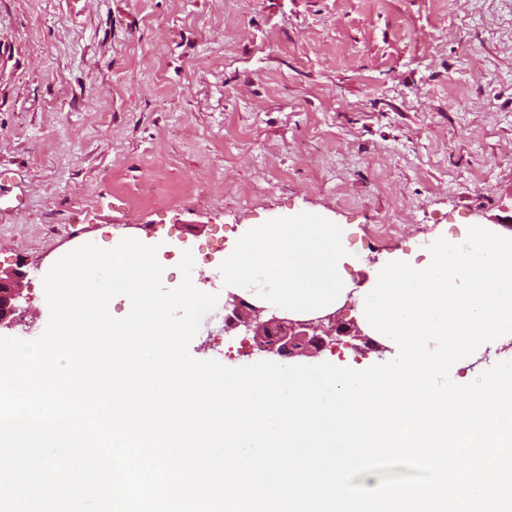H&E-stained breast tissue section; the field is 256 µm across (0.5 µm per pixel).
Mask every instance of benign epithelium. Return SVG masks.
<instances>
[{
	"label": "benign epithelium",
	"instance_id": "7a95c632",
	"mask_svg": "<svg viewBox=\"0 0 512 512\" xmlns=\"http://www.w3.org/2000/svg\"><path fill=\"white\" fill-rule=\"evenodd\" d=\"M26 278L23 265L0 266V327L12 326L20 309L22 283ZM240 332L243 342L260 351L281 357L307 355L324 349L335 350L341 337H362L353 323H345L338 313L309 320H294L288 314L258 307L245 298L230 294L224 301V333Z\"/></svg>",
	"mask_w": 512,
	"mask_h": 512
}]
</instances>
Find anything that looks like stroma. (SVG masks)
Wrapping results in <instances>:
<instances>
[{
    "label": "stroma",
    "instance_id": "1",
    "mask_svg": "<svg viewBox=\"0 0 512 512\" xmlns=\"http://www.w3.org/2000/svg\"><path fill=\"white\" fill-rule=\"evenodd\" d=\"M303 212L341 225L355 289L449 232H512V0H0V266L28 297L0 337L44 332L73 244L229 249ZM189 352L271 358L204 329Z\"/></svg>",
    "mask_w": 512,
    "mask_h": 512
}]
</instances>
